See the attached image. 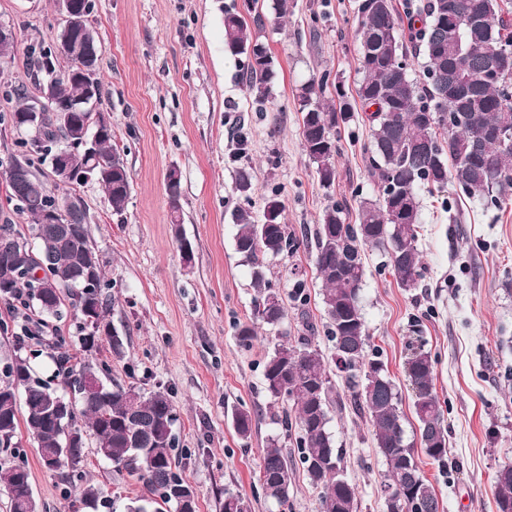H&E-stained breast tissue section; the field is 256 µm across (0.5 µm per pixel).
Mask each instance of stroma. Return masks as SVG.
<instances>
[{"label": "stroma", "mask_w": 512, "mask_h": 512, "mask_svg": "<svg viewBox=\"0 0 512 512\" xmlns=\"http://www.w3.org/2000/svg\"><path fill=\"white\" fill-rule=\"evenodd\" d=\"M228 10L265 18L252 34L275 60L268 102H257L242 78L246 57L224 46ZM90 20L102 46V107L112 115V146L131 183L118 213L97 183L79 188L112 281L109 319L125 338L123 357L107 345L96 357L109 363L113 381L170 394L177 413L171 455L197 491L198 512H223L228 493L247 501L251 512H278L262 495L259 465L270 440L294 453L285 418L295 408L272 403L266 356L280 340L304 335L308 322L317 327L314 345L332 354L309 240L328 204L344 202L353 214L360 198L378 193L366 153L368 123L358 117L341 130L336 182L326 189L303 151L295 101L298 86L314 75L328 74L350 91L360 80L355 0H288L281 19L273 0H94ZM0 23L17 39L14 58L0 70V224L24 225L28 219L9 201L3 177L9 163L26 154L10 122L17 100L8 91L21 86L35 94L42 74L32 52L54 44L62 20L54 0H0ZM173 168L181 175L178 227L166 192ZM243 170L251 176L246 192L237 188ZM273 193L284 205L283 222L301 240L293 252L263 260L285 308L275 327L256 323L252 270L234 249L237 217L262 219ZM420 198L416 286L400 287L384 256L367 250L362 311L371 345L399 388L411 442L418 422L405 375L410 346L423 347L435 361L453 467L424 456L419 462L440 512H496L493 477L499 464L512 460V201L487 209L475 199L445 203L425 192ZM181 235L193 247L188 265ZM299 280L305 283L301 303L294 296ZM252 323L258 336L247 349L237 333ZM328 378L346 402L331 407L329 430L357 489L358 512H387V465L369 419L348 407L351 391L342 373L329 371ZM238 407L255 415L246 440L230 420ZM17 440L38 512H84L77 489L43 467L25 428H18ZM85 471L111 497L112 512H126L146 493L137 474L95 455H88Z\"/></svg>", "instance_id": "stroma-1"}]
</instances>
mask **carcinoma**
<instances>
[{
	"mask_svg": "<svg viewBox=\"0 0 512 512\" xmlns=\"http://www.w3.org/2000/svg\"><path fill=\"white\" fill-rule=\"evenodd\" d=\"M503 0H426L412 3L402 14L394 0H357L359 71L362 78L355 94L365 112L371 131V174L378 184L374 199L360 200L355 223H347L345 206L334 201L326 207L314 234L315 266L322 283V303L328 336L334 354L326 357L304 336L293 345H274L264 369L266 390L271 400L293 402L296 410L295 437L299 461L310 482L320 488L318 512H356L357 494L340 469L341 452L329 431V405L333 403L328 385V365H343L353 389V404L367 413L374 441L387 465L388 484L404 490L406 508L387 503L388 512H439V503L430 482L416 458L414 445L406 442L400 411V393L385 363L371 349L370 335L360 305L366 276L365 250L377 249L386 258L397 283L403 288L416 286L420 269L418 224L421 223L419 190L444 192L477 199L487 208H501L512 197V150L504 148L489 131H512V77L484 73L477 53L492 45L512 51V19L504 16ZM478 20L469 26L466 19ZM460 35L448 43V25ZM224 44L233 54L248 57L245 80L256 97L268 96L267 83L273 75L274 60L264 44L251 35L246 19L238 12L224 14ZM425 56L423 79L410 77L409 70L395 65L397 58L408 63L411 54ZM83 56L65 61L64 69L53 80L54 104L74 110L85 100V82L77 77L86 65ZM456 69V82H474L470 93L448 98V70ZM327 75L312 76L296 94L301 113V136L305 155L315 165L321 185L329 188L336 180L338 135L354 117L344 85H335L336 100L326 101ZM46 147L35 151L40 162L47 161L53 146L63 139L59 129L44 133ZM97 161L120 165L113 177L97 181L112 210L124 209L130 193L127 167L112 147V129L98 133ZM78 177L67 183L49 185L37 177L17 185L8 182L9 200L27 215L30 236L14 224H0V237L25 241L27 263L44 272L42 288L21 271L14 260L0 256L1 299L20 302L46 316L60 317L69 309L75 318V333L82 351L93 355L103 340L112 353L122 355L123 339L113 332L107 337L90 336L76 302L79 293L67 287L82 274V265L97 254L91 243L89 218L67 213L71 230L62 243L51 248L36 230L47 231L46 212L78 197ZM65 191L60 197L57 191ZM402 205L405 216L398 224L392 206ZM283 204L273 194L266 199L264 212L271 223L255 222L240 216L235 249L243 262L251 265L257 286L255 316L277 326L285 318L282 303L267 306L277 292L270 288L258 255L279 256L299 247L300 241L281 222ZM98 280L103 291L94 302L97 321L110 325L111 302L105 279L104 262H99ZM37 354L19 351L7 360L0 377V448H13L19 425L18 398H23L24 424L37 443L42 465L61 471L79 486L84 507L107 500L100 485L86 479L84 470L89 448L110 461L115 468L133 469L143 480L148 495L128 506V512H197L198 504L185 510L171 494L185 478L174 470L171 448L177 420L170 395L161 390L144 392L134 386L111 383L97 398L79 397L71 402L64 420L48 414L51 400L69 401L76 394L77 377L87 373L110 374L108 364L86 360L71 363L65 353L54 358V379L41 378L33 365ZM434 361L418 346L407 361L413 407L419 423L420 447L432 461L442 464L448 457V440L443 410L433 386ZM236 433L251 436L250 411L233 415ZM292 467L276 441L264 448L259 467V483L265 498L278 507L288 503ZM0 485L10 499L11 512H37L30 472L20 453L14 459L0 460ZM493 494L497 512H512V461L502 463L495 474Z\"/></svg>",
	"mask_w": 512,
	"mask_h": 512,
	"instance_id": "carcinoma-1",
	"label": "carcinoma"
}]
</instances>
